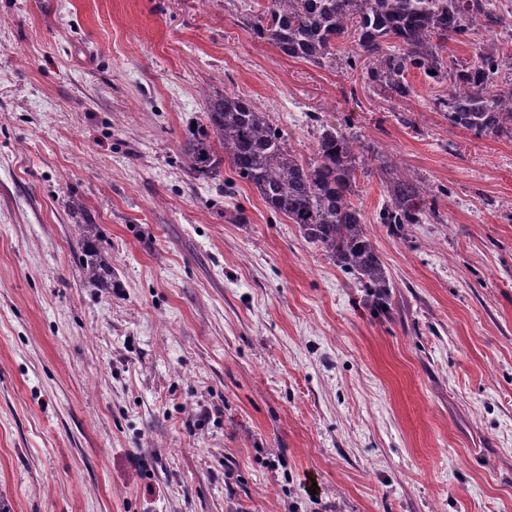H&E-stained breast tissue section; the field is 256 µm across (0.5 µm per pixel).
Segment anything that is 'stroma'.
<instances>
[{"label": "stroma", "instance_id": "35a3bbf8", "mask_svg": "<svg viewBox=\"0 0 512 512\" xmlns=\"http://www.w3.org/2000/svg\"><path fill=\"white\" fill-rule=\"evenodd\" d=\"M267 2L0 0L5 512H512V140L449 124L418 72L391 100L370 57H288ZM223 91L306 158L320 126L360 135L387 314L230 168L190 170ZM386 154L443 223H378ZM81 218L111 287L83 283Z\"/></svg>", "mask_w": 512, "mask_h": 512}]
</instances>
